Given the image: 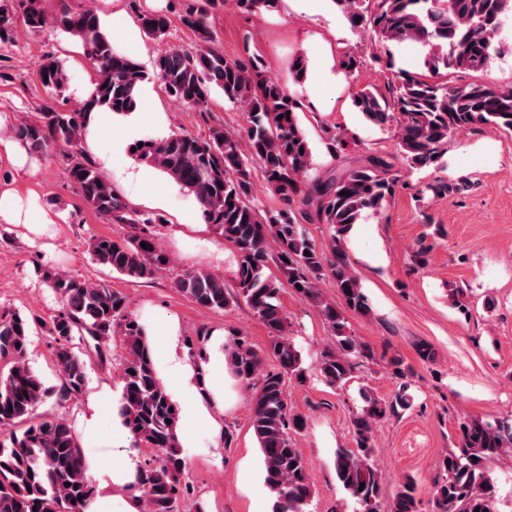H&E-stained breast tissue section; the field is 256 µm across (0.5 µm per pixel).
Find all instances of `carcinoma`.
Wrapping results in <instances>:
<instances>
[{
    "label": "carcinoma",
    "instance_id": "cac0c4a2",
    "mask_svg": "<svg viewBox=\"0 0 512 512\" xmlns=\"http://www.w3.org/2000/svg\"><path fill=\"white\" fill-rule=\"evenodd\" d=\"M47 2L0 0V41L11 40L15 13L32 32L49 26L77 38L96 70L95 105L116 114L133 111L140 85L152 75L169 96L188 106L198 107L211 92L220 91L243 108V137L214 129L206 137L146 138L132 143L131 155L192 194L205 222L237 251L233 288L201 268L183 273L174 286L204 309L223 310L244 302L268 328L266 355L276 361L277 369L263 370V355L238 337L231 351L232 372L253 389L251 425L262 454L264 481L274 496L273 512H311L314 492L296 444L307 419L289 406L284 384L288 375L303 378L305 368L279 302L282 281L266 269L275 262L288 287L321 308L331 338L318 370L327 385L343 387L357 366L374 360L375 353L352 334L340 311L322 301L320 284L331 277L350 310L360 316L371 313L344 243L366 212L384 208L400 176L391 162L375 155L359 169L324 179L310 176L312 149L298 118V98L280 78L267 74L259 57L228 59L217 47L211 18L227 0H182L180 21L193 32L197 48L167 46L154 58L150 74L113 48L94 9L51 12ZM232 2L241 12L256 14L277 8L278 0ZM333 2L351 28L369 26L387 45L414 44L419 66L445 76L487 70L498 52L500 30L512 15V0ZM357 17L361 21H355ZM140 28L148 39L164 43L170 18L144 14ZM38 77L47 91H61L67 80L63 61L46 58ZM389 92L387 97L363 87L353 93L352 102L369 122L395 128L399 159L410 170L440 168L448 141L458 134L483 127L512 134V88L480 81L450 85L403 72ZM90 107L85 103L67 112L46 105L17 124L16 137L28 151L69 153L65 176L84 202L111 223L129 226L130 234L121 241L93 237L89 250L94 261L129 278H150L169 268L172 257L149 229L155 220L133 210L84 155L82 135ZM255 164L267 190L283 202V207L264 215L251 204ZM468 184L466 176L449 181L438 177L421 193L442 199L461 193ZM313 218L333 229L327 250L304 232L303 222ZM45 280L63 305L50 322H40L56 342L55 362L64 377L58 399L78 397L88 382L86 363L71 344L74 333L85 331L94 339L119 337L127 356L117 415L131 435L132 447L153 451L125 489L141 493L143 512H179L180 478L186 468L177 434L179 408L158 376L143 325L119 292L64 273H50ZM30 329L29 320L19 314L0 318V427L9 430L0 440V512H86L96 487L87 478L74 430L62 418L36 414L51 390L29 366ZM409 407L404 391L388 403L365 394L364 406L352 419L355 447L336 450V478L357 512H379L381 472L372 459L374 427L388 414ZM511 452L512 422H459L456 448L438 462L432 512H495L489 463ZM390 512H419L413 478H406Z\"/></svg>",
    "mask_w": 512,
    "mask_h": 512
}]
</instances>
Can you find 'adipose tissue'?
<instances>
[{
  "label": "adipose tissue",
  "mask_w": 512,
  "mask_h": 512,
  "mask_svg": "<svg viewBox=\"0 0 512 512\" xmlns=\"http://www.w3.org/2000/svg\"><path fill=\"white\" fill-rule=\"evenodd\" d=\"M221 338H214L200 354H189L181 346L177 332H170L166 360L177 368L183 381L176 393L181 401L182 422L185 428L199 425L220 432L221 426L214 411L224 405V392L217 385V378L224 372V355L220 350ZM113 466L109 480L100 481L94 512H140L137 496L113 494L112 486L130 483L139 465V459L128 447V433L118 429L112 436Z\"/></svg>",
  "instance_id": "adipose-tissue-1"
}]
</instances>
